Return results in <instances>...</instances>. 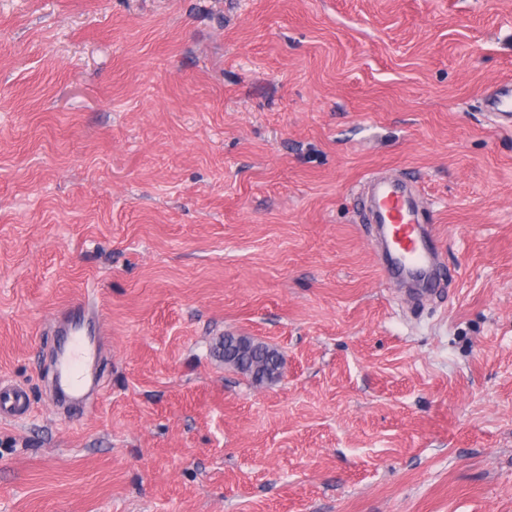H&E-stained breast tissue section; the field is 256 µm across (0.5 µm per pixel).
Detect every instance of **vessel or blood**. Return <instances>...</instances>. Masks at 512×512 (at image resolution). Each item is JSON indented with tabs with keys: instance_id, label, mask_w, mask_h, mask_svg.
<instances>
[{
	"instance_id": "vessel-or-blood-1",
	"label": "vessel or blood",
	"mask_w": 512,
	"mask_h": 512,
	"mask_svg": "<svg viewBox=\"0 0 512 512\" xmlns=\"http://www.w3.org/2000/svg\"><path fill=\"white\" fill-rule=\"evenodd\" d=\"M485 103L501 124L512 121V92L493 89ZM370 223L380 227V243L385 261L382 271L387 280H412L425 292L440 286L444 273L433 247L434 226L420 216L410 184L376 181L368 198ZM59 342L55 349V368L61 397L78 405L87 404L101 388L96 364L105 349L106 330L100 308L84 297L72 304L70 312L54 319ZM29 408L25 391L0 384V417L16 419Z\"/></svg>"
}]
</instances>
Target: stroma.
<instances>
[{
	"instance_id": "1",
	"label": "stroma",
	"mask_w": 512,
	"mask_h": 512,
	"mask_svg": "<svg viewBox=\"0 0 512 512\" xmlns=\"http://www.w3.org/2000/svg\"><path fill=\"white\" fill-rule=\"evenodd\" d=\"M512 0H0V512H512ZM418 180L452 286L357 195ZM105 388L51 396L53 316ZM283 355L255 384L215 351ZM485 103L490 114L501 125L510 127L512 122V93L510 90L492 89L485 94ZM511 119V121H509ZM68 309L81 312L82 318H71L64 311L54 319L56 336H61L55 349L58 391L64 400L86 405L101 389L95 367L105 349L106 330L101 310L89 296L77 300ZM29 408L26 392L9 384H0V417L16 419L22 417Z\"/></svg>"
}]
</instances>
